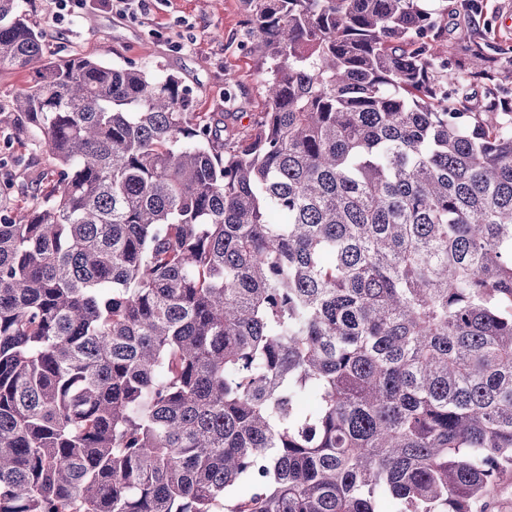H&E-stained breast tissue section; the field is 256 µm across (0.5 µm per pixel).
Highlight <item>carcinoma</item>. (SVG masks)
Returning a JSON list of instances; mask_svg holds the SVG:
<instances>
[{
	"label": "carcinoma",
	"mask_w": 512,
	"mask_h": 512,
	"mask_svg": "<svg viewBox=\"0 0 512 512\" xmlns=\"http://www.w3.org/2000/svg\"><path fill=\"white\" fill-rule=\"evenodd\" d=\"M266 109L47 59L0 0V512H493L512 474V111L431 0H249ZM245 486L242 495L234 494ZM34 78V73H0V107L6 111L11 108L16 91L28 84ZM23 156V162L16 168V173L29 181L38 180L51 160L46 148L42 146L36 152L27 151Z\"/></svg>",
	"instance_id": "carcinoma-1"
}]
</instances>
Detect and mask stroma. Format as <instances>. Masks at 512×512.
<instances>
[{
    "label": "stroma",
    "mask_w": 512,
    "mask_h": 512,
    "mask_svg": "<svg viewBox=\"0 0 512 512\" xmlns=\"http://www.w3.org/2000/svg\"><path fill=\"white\" fill-rule=\"evenodd\" d=\"M442 40L449 60L467 57L478 34L502 51L495 82L512 98V0H480L468 13L461 0H446ZM43 32L47 57H98L120 66L177 74L189 89L194 111L230 112L234 126H249L265 110L263 58L252 49L247 0H157L145 17L130 20L97 6L76 20L56 23L52 0H18Z\"/></svg>",
    "instance_id": "1"
}]
</instances>
